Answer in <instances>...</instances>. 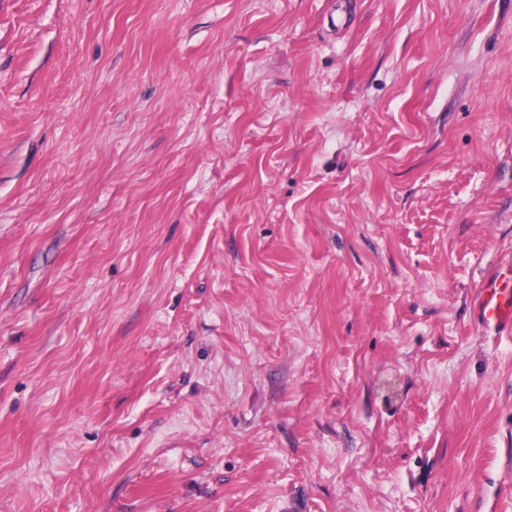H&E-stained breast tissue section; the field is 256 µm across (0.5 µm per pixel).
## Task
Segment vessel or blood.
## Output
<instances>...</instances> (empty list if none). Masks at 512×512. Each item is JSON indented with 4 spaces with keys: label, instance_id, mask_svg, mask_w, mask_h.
Returning a JSON list of instances; mask_svg holds the SVG:
<instances>
[{
    "label": "vessel or blood",
    "instance_id": "b4317fda",
    "mask_svg": "<svg viewBox=\"0 0 512 512\" xmlns=\"http://www.w3.org/2000/svg\"><path fill=\"white\" fill-rule=\"evenodd\" d=\"M474 311L484 327L512 329V267L496 265L484 277L474 299Z\"/></svg>",
    "mask_w": 512,
    "mask_h": 512
}]
</instances>
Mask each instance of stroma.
<instances>
[{"instance_id": "35a3bbf8", "label": "stroma", "mask_w": 512, "mask_h": 512, "mask_svg": "<svg viewBox=\"0 0 512 512\" xmlns=\"http://www.w3.org/2000/svg\"><path fill=\"white\" fill-rule=\"evenodd\" d=\"M512 0H0V512H512ZM474 311L486 328L512 329V263L495 265L484 277L474 299Z\"/></svg>"}]
</instances>
